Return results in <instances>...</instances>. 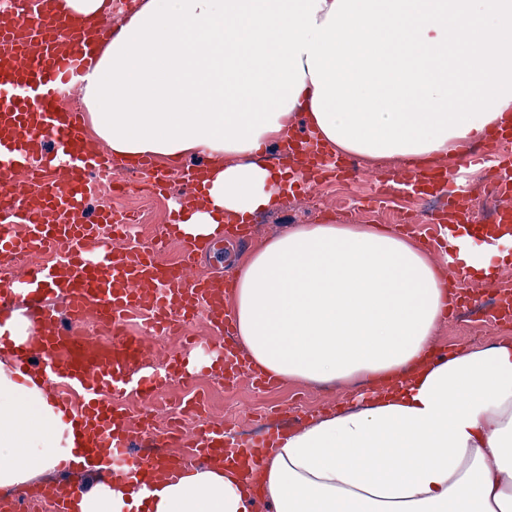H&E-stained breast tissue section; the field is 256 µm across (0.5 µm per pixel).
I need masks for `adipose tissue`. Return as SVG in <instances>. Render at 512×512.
<instances>
[{"label":"adipose tissue","mask_w":512,"mask_h":512,"mask_svg":"<svg viewBox=\"0 0 512 512\" xmlns=\"http://www.w3.org/2000/svg\"><path fill=\"white\" fill-rule=\"evenodd\" d=\"M91 143L116 156L205 157V203L182 235L276 204L260 162L298 126L332 152L418 165L457 157L512 119V0H144L83 83ZM478 278L512 261V235L465 239ZM237 338L281 380L376 385L265 453L271 512H512V342L430 361L448 279L411 238L370 224H301L227 271ZM1 329L0 489L81 452L78 431L7 355ZM233 470L208 465L150 490L114 478L78 512H252Z\"/></svg>","instance_id":"adipose-tissue-1"}]
</instances>
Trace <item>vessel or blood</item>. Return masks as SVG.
Instances as JSON below:
<instances>
[{"label":"vessel or blood","mask_w":512,"mask_h":512,"mask_svg":"<svg viewBox=\"0 0 512 512\" xmlns=\"http://www.w3.org/2000/svg\"><path fill=\"white\" fill-rule=\"evenodd\" d=\"M63 2L5 0L0 5V266L13 270L23 287L19 293L0 289V323L20 306L34 312L41 326L38 343L16 353L12 368L21 380L43 374L46 392H53L59 378L82 394L83 408L72 420L90 435L87 453L97 463L88 468L65 460L72 480L27 487L9 501L7 512H27L30 501L41 499L51 500L55 512H70L73 498L87 488L90 471L108 476L120 466L131 481L149 484L158 474L180 473L189 458L245 465L255 460L257 449L276 441L271 434L257 437L248 448L234 445L223 423L207 420L187 439L171 432L157 435L148 414L132 418L122 405L130 396L150 399L168 378H191L193 353L209 337L187 336L160 372L155 347L161 337L199 319L212 335H226L228 281L192 275L194 241L183 240L184 255L172 263L155 244L112 247L103 230L121 228L125 217L109 211L89 214L84 200L99 173L136 172L157 194L167 190L169 175L147 156L119 161L93 152L84 112L60 109L61 98L94 68L100 41L112 36L107 26L87 33ZM481 146L498 157L495 182L505 201L492 223H476L456 205L455 177L445 168L404 166L395 175L397 184L417 197L448 198L436 223L455 238L512 234V127L486 130ZM286 148L310 180L333 173L353 181L359 174L352 158H329L316 141L295 139ZM481 151H468L467 162L479 163ZM439 247L442 265L458 284L463 264L457 248L444 241ZM47 253L51 261L15 265L19 256ZM468 307L483 312L488 324L511 323L512 290L502 291L489 309L480 292L454 290L451 313ZM89 316L99 322L93 336L84 327ZM215 351L213 369L225 385L246 376L261 390L275 388L274 380L252 373L233 345L224 343Z\"/></svg>","instance_id":"1"}]
</instances>
